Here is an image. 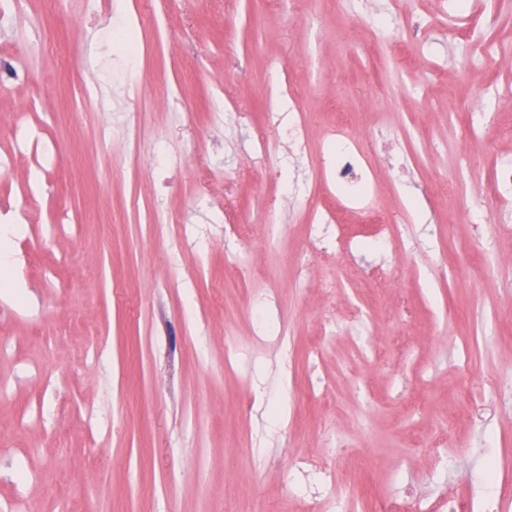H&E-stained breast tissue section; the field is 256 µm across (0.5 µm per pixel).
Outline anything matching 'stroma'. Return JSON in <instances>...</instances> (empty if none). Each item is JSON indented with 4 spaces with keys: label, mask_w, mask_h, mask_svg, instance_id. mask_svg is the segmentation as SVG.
<instances>
[{
    "label": "stroma",
    "mask_w": 512,
    "mask_h": 512,
    "mask_svg": "<svg viewBox=\"0 0 512 512\" xmlns=\"http://www.w3.org/2000/svg\"><path fill=\"white\" fill-rule=\"evenodd\" d=\"M157 21L153 53L115 55L111 28L136 10ZM385 0H26L0 62L26 75L0 92V213L20 223L0 272V506L25 512H303L291 456L343 444L382 495L417 484L424 501L482 479L471 448L512 472V221L483 189L512 162V44L495 81L460 80L456 44L386 69L365 89L358 15ZM91 88L100 111L79 105ZM484 93L485 142L466 144L449 98ZM307 115L308 160L288 142ZM352 128L388 115L419 151L399 174L375 142L373 206L403 244L382 256L316 249L313 213L362 239L318 161L337 113ZM278 143L261 153L258 138ZM316 189L306 205L295 186ZM241 234L225 238L224 227ZM280 234L268 243L266 227ZM25 286L14 295L7 284ZM334 282L337 294L325 293ZM288 325L289 352L253 343L249 300ZM340 333L323 336L330 321ZM481 345L461 352L471 322ZM254 366H224V341ZM318 357H311V350ZM415 395L409 411L400 397ZM448 449L452 462L430 451Z\"/></svg>",
    "instance_id": "35a3bbf8"
}]
</instances>
